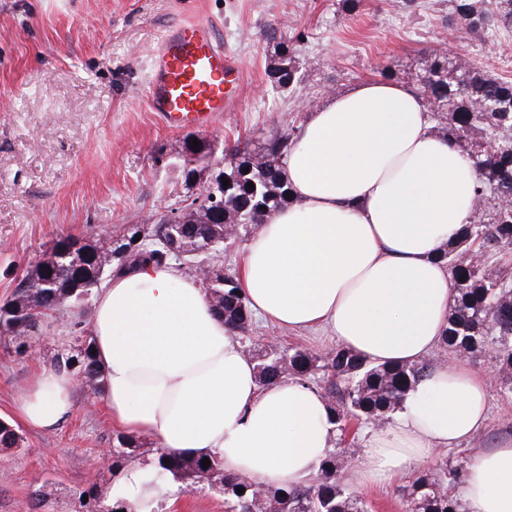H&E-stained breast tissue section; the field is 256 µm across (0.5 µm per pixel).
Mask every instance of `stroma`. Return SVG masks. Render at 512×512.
Here are the masks:
<instances>
[{"label": "stroma", "mask_w": 512, "mask_h": 512, "mask_svg": "<svg viewBox=\"0 0 512 512\" xmlns=\"http://www.w3.org/2000/svg\"><path fill=\"white\" fill-rule=\"evenodd\" d=\"M198 17L220 25L245 79L236 108L210 128L171 131L144 96L150 51L168 26ZM283 17L291 23L281 38H299L301 66L293 87L277 89L267 77L279 61L276 42L265 31ZM447 19L448 0H0V302L59 237L109 235L198 192L219 169L203 161L184 178L190 137L220 151L237 141L258 144L304 122L303 98L324 103L381 78L386 64L390 80L418 87L442 42L480 73L512 80V30L445 42ZM73 322L69 312L46 318L29 356L0 341V418L24 439L22 448L0 452V512H33L32 490L44 481L112 486L99 465L116 432L102 396L76 383L71 414L51 430L21 425L15 411L34 377L52 370L57 350L77 346ZM467 363L490 380L487 422L470 440L437 449L435 465L512 437V397L499 389L491 353ZM415 475L411 468L371 486L351 480L347 490L368 512H402L401 491ZM148 505L151 512H225L223 496L200 485L181 491L168 475L158 478Z\"/></svg>", "instance_id": "35a3bbf8"}]
</instances>
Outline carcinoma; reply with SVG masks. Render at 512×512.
Listing matches in <instances>:
<instances>
[{
	"instance_id": "1",
	"label": "carcinoma",
	"mask_w": 512,
	"mask_h": 512,
	"mask_svg": "<svg viewBox=\"0 0 512 512\" xmlns=\"http://www.w3.org/2000/svg\"><path fill=\"white\" fill-rule=\"evenodd\" d=\"M451 6V25L474 38L486 39L500 29H512V0H448ZM299 60L295 47L281 54V63L272 76L288 77L297 82ZM423 95L435 108L434 118L441 125L448 141L461 144L475 132L492 126L512 128V81L494 78L476 71L462 59L448 67V54L434 55L429 68L420 78ZM293 134L272 136L255 148L235 145L225 149L224 156L232 158L224 164V177L229 185L224 187V221L208 217L202 206L190 202L183 206L189 212L188 223L177 234L179 246L190 245L198 249L210 248L206 253L186 252L183 258L171 254L164 244L168 227L164 215L159 213L155 223L144 226L130 224L123 228L122 237L138 232L145 234L140 248L121 257H112L105 265L95 259L100 241L87 240L75 251V258H68L57 266H47L38 260L31 264L21 281L45 280L57 282L55 288L16 287L3 305L22 320L16 331L0 332L15 349L23 353L28 341L41 326V319L62 304L77 315L74 326L83 327V301L112 277V272H130L145 263L174 262L180 266L188 261L213 260L224 245L221 240L222 224H234L238 233L247 234L266 223L275 211L288 206L290 201L285 181L284 166ZM477 171V197L485 201L486 218L479 224H468L460 238L444 252L454 280V299L448 315L440 347L466 350L470 353L487 350L495 358L502 375L501 390L512 395V284L506 274L488 272L483 260L474 264L467 260L471 251L485 258L512 246V140L501 142L488 149L477 145L468 150ZM249 172H244V169ZM215 312L224 319L231 331L244 332L252 322V313L240 290L236 272L226 268L224 277L201 280ZM94 340L84 339L70 349H63L53 358L58 372L74 373L88 384L94 393H102L104 370L94 354ZM255 362L259 383L262 385L281 378H297L306 382L320 380L321 389L330 403L334 422L346 420L385 421L403 409L409 392L433 368L423 360L416 363L379 364L369 361L353 351L338 346L333 355L322 357L306 349L292 347L280 353H271L263 346L249 351ZM23 437L8 420H0V451L22 447ZM150 456L158 470L174 479L186 482L211 476L224 486V502L229 512H264L258 505V495H263L266 507L272 512H365L364 503L347 492L337 477L336 450L323 459L315 484L299 488L263 487L258 483L224 471V463L215 456L211 464L202 466V458L183 457L163 448L147 447L140 438L118 433L112 438L111 462L108 469L118 477L129 467ZM170 463H165V460ZM467 462L459 461L451 467L427 468L419 471L412 484L403 493L404 512H459L458 503L444 487V482L464 480ZM245 488L240 493L237 488ZM58 494V489L44 483L34 489L32 496L40 509ZM88 500H82L83 496ZM69 496L78 503L77 512H100L104 494L97 485L73 489Z\"/></svg>"
}]
</instances>
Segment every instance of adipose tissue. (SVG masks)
Listing matches in <instances>:
<instances>
[{
    "label": "adipose tissue",
    "mask_w": 512,
    "mask_h": 512,
    "mask_svg": "<svg viewBox=\"0 0 512 512\" xmlns=\"http://www.w3.org/2000/svg\"><path fill=\"white\" fill-rule=\"evenodd\" d=\"M292 205L243 247L238 280L276 328L325 329L377 363L423 360L440 345L453 276L439 255L476 207V170L434 129L427 101L387 80L309 110L288 149ZM114 426L185 457L211 455L264 484L310 483L334 448L328 400L295 378L260 385L255 363L199 280L148 264L110 280L90 318ZM68 374L39 373L16 404L52 429L73 408ZM487 380L462 361L433 370L353 469L364 484L426 463L484 425ZM469 512H512V439L468 462Z\"/></svg>",
    "instance_id": "1"
}]
</instances>
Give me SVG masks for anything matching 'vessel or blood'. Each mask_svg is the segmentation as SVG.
Returning a JSON list of instances; mask_svg holds the SVG:
<instances>
[{"mask_svg": "<svg viewBox=\"0 0 512 512\" xmlns=\"http://www.w3.org/2000/svg\"><path fill=\"white\" fill-rule=\"evenodd\" d=\"M242 78L239 60L225 49L216 24L184 20L170 26L150 54L147 104L167 129H207L236 105L229 85Z\"/></svg>", "mask_w": 512, "mask_h": 512, "instance_id": "obj_1", "label": "vessel or blood"}]
</instances>
